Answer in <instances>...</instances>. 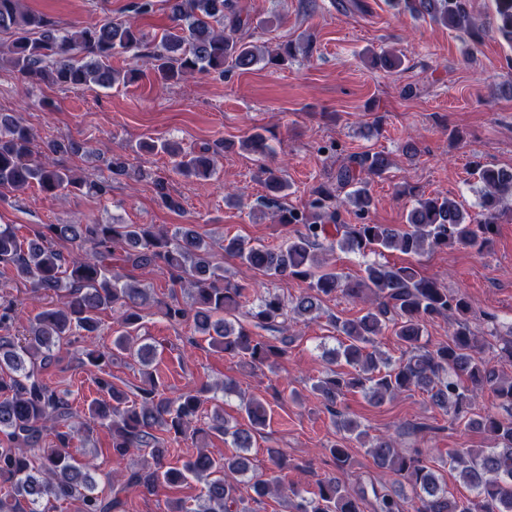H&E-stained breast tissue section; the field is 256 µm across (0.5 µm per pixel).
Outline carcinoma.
Here are the masks:
<instances>
[{
	"instance_id": "obj_1",
	"label": "carcinoma",
	"mask_w": 512,
	"mask_h": 512,
	"mask_svg": "<svg viewBox=\"0 0 512 512\" xmlns=\"http://www.w3.org/2000/svg\"><path fill=\"white\" fill-rule=\"evenodd\" d=\"M165 2L172 26L150 40L133 21H99L67 30L49 15L24 8L23 0H0V34L9 35L8 43L0 46V65H9L26 81L68 90L112 86L121 75L112 68V57L130 51L146 57L155 78L170 85L195 72L222 76L228 66L249 70L265 61L245 39L253 20L243 14L238 0ZM393 2L401 13L463 30L475 41L484 33L471 14V0ZM492 2L494 30L512 45V0ZM161 149L174 158V170L184 178L210 179L216 174L208 147L184 153L165 142ZM79 150L74 142L57 139L37 152L31 129L13 114L0 112V189L22 194L36 187L52 198L83 190L99 197L110 194L111 180H84L59 160ZM390 166L382 152L354 153L336 167L331 176L334 186L323 182L313 187L300 208L280 205L288 190L284 170L262 167L264 207L293 233L274 248L232 237L224 239L221 249L271 281H304L306 289L288 304L268 289H252L224 275L210 260L213 244L191 227L171 232L156 224H42L25 242L13 225L1 224L0 264L11 270L13 281L34 293L54 295L59 303L28 318L24 332L17 335L16 301L0 299V512H45L51 500L76 501L79 512L119 509L118 498L107 500L97 492L93 459L81 462L71 453L76 438L85 448L94 446L97 426L111 433L112 455L117 458L143 453V462L130 471L127 485L153 493L191 480L202 484L192 510L176 500L169 503V512H251L237 495L242 482L250 485L255 502L269 495L283 497L286 512H512V422L476 411L478 395L486 390L511 408L512 375L480 357L486 342L472 329L465 297L434 278L420 276L412 264L374 261L358 278L348 279L327 268L321 257L338 249L418 257L448 246L482 253L499 217L512 210V170L476 165L479 211L473 215L444 195H420L400 226L346 223L341 209L351 205L363 217L371 204L370 179L383 176ZM155 189L162 207L181 210L167 182L156 181ZM339 190L346 191L345 197L337 194ZM57 240L76 249L65 254L54 248ZM114 261L165 271L171 288H180L188 300L180 301L174 292L168 301L154 297L151 289L115 270ZM338 293L362 305V315L349 320L329 316L342 339L311 389L341 433L327 448L336 470L344 474L351 469L344 446L349 438L365 448L384 473V480L368 488H353L329 474L307 496L288 482L294 465L279 448L270 451L268 474L252 472L245 452L270 421L267 402L258 397L242 400L243 421L232 425L224 419L223 399L203 397L211 391L206 384L165 395L152 367L156 346L137 342L129 331L142 319L143 307L154 302L171 324L191 323L212 347L262 367L287 355L292 321L319 318L323 299ZM250 294L252 305L242 314V300ZM107 311L122 331L113 338L112 350L86 346L81 352L79 363L99 373L95 383L103 397L90 401L84 422L77 426L67 394L45 383L41 372L72 338L99 335L101 315ZM449 316L454 327L448 341L432 347L421 344L426 323ZM258 329L267 335L256 334ZM386 329L406 347L398 359L370 350ZM491 336L499 360L511 366L512 328L504 336ZM118 358H133L145 367L146 383L132 400L112 382L109 367ZM338 360L351 370H336ZM413 389L425 392L433 407L483 429L493 441L490 448H460L448 455L450 475L466 485L473 498L460 502L448 495L445 475L427 466L419 449L399 448L390 437H372L361 423L337 409L350 391H361L382 404ZM207 402L210 409L205 411ZM204 412L209 415L207 427L192 428ZM189 431L194 437L222 434L231 439L236 452L215 457L200 446L181 466L167 465L171 445ZM50 435L53 442L45 448L42 443ZM403 485L410 494L399 490Z\"/></svg>"
}]
</instances>
